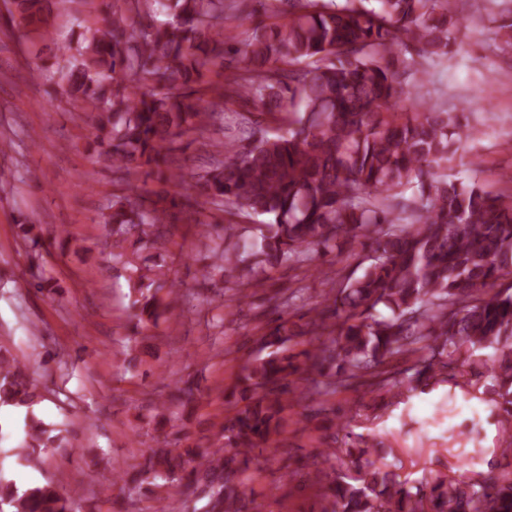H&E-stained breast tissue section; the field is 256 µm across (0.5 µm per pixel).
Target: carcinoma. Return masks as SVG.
<instances>
[{
  "mask_svg": "<svg viewBox=\"0 0 512 512\" xmlns=\"http://www.w3.org/2000/svg\"><path fill=\"white\" fill-rule=\"evenodd\" d=\"M137 19L112 15L58 48L62 94L92 115L97 158L116 176L112 202L101 214L112 257L128 261L141 323L158 321L173 290L158 267L135 261L164 247L147 228L179 214L194 217L199 235L224 244L201 268L207 282L263 287L257 267L303 264L342 252L348 240L369 250L362 271L331 280L332 296L304 323L279 315L261 337L258 356L225 394L217 448H154L122 478L130 489L165 498L173 483L206 500V512H241V475L250 454L282 428L288 402L347 382L382 390L393 380L387 364L417 356L418 381L446 378L457 361L479 349L495 380L497 425L512 421V191H491L448 178L460 144L477 127L430 101L425 63L448 56L460 19L454 0H129ZM52 0H11L4 23L51 39ZM272 21L236 38L224 20ZM219 67L215 86L203 81ZM238 97L243 144H224L198 175L199 194L138 191L133 178L169 183V168L192 130L222 131L225 98ZM285 129L273 136L264 117ZM265 216V232L250 241L238 224L197 218L206 208ZM496 292L489 293V290ZM304 336H326L314 351L293 352ZM447 360H442V357ZM43 398L27 364L0 349V405L25 413L16 455L30 462L54 443L51 425L33 406ZM244 406H239V403ZM373 446L329 449L314 459L344 464L355 475L323 485V512H512V448L474 479L465 471L414 484L397 469L370 460ZM77 493L51 482L19 487L0 475V512H75Z\"/></svg>",
  "mask_w": 512,
  "mask_h": 512,
  "instance_id": "cac0c4a2",
  "label": "carcinoma"
}]
</instances>
